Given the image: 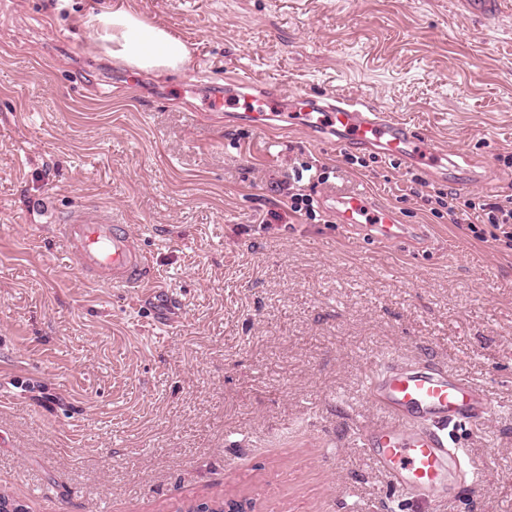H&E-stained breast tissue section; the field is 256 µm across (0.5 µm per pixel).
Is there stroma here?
<instances>
[{
    "instance_id": "1",
    "label": "stroma",
    "mask_w": 512,
    "mask_h": 512,
    "mask_svg": "<svg viewBox=\"0 0 512 512\" xmlns=\"http://www.w3.org/2000/svg\"><path fill=\"white\" fill-rule=\"evenodd\" d=\"M124 0L192 51L166 79L112 61L82 27L112 0H0V492L29 512H512V250L434 217L417 169L207 111L232 77L342 94L452 159L434 186L512 194V0ZM330 170L302 179L305 164ZM370 194L425 244L378 245L289 214ZM47 202L39 211L37 202ZM112 211L151 288L85 281L53 217ZM439 367L494 404L449 427L468 463L437 499L393 488L361 447L391 416L369 377ZM286 207L288 212L293 216L304 220V223H332L330 220H325L321 213L315 209L314 198L310 194L305 193H288V200ZM309 221V222H308Z\"/></svg>"
}]
</instances>
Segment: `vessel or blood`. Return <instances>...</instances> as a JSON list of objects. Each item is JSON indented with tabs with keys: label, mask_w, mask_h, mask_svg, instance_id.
Listing matches in <instances>:
<instances>
[{
	"label": "vessel or blood",
	"mask_w": 512,
	"mask_h": 512,
	"mask_svg": "<svg viewBox=\"0 0 512 512\" xmlns=\"http://www.w3.org/2000/svg\"><path fill=\"white\" fill-rule=\"evenodd\" d=\"M206 103L213 112L242 106L245 120L265 128L278 113L292 111L315 139L336 136L339 143L378 151L430 178L442 174L447 159L425 135L361 100L338 95L288 97L250 80L233 79L212 86ZM333 211L337 223L347 230H373L381 243L411 238L398 214L373 204L368 195L334 197ZM55 230L64 239L77 271L89 283L140 288L154 278L137 237L112 213L77 210ZM372 396L394 413L393 421L375 428L368 439L377 467L393 485L424 498L433 497L451 474L454 457L448 449L449 424L464 420L476 426L492 412L480 389L437 368L393 369L375 385ZM419 419L425 423L420 430L414 427Z\"/></svg>",
	"instance_id": "vessel-or-blood-1"
}]
</instances>
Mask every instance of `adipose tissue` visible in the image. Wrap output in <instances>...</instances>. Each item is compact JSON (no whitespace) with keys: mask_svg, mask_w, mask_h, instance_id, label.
<instances>
[{"mask_svg":"<svg viewBox=\"0 0 512 512\" xmlns=\"http://www.w3.org/2000/svg\"><path fill=\"white\" fill-rule=\"evenodd\" d=\"M82 25L105 55L159 78L181 72L191 60L189 45L168 28L121 5L84 16Z\"/></svg>","mask_w":512,"mask_h":512,"instance_id":"ef3b65f1","label":"adipose tissue"}]
</instances>
